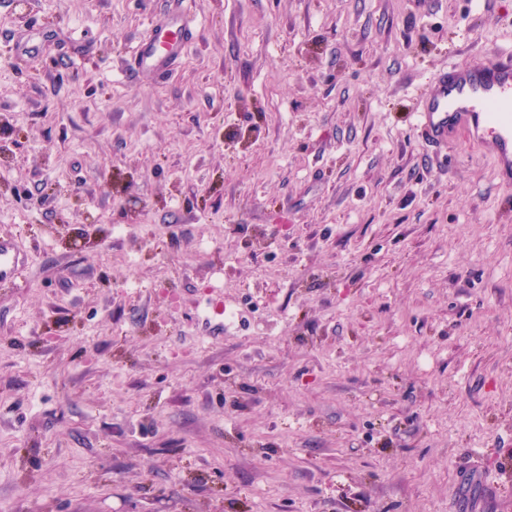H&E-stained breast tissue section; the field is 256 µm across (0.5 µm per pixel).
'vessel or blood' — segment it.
Listing matches in <instances>:
<instances>
[{
	"label": "vessel or blood",
	"mask_w": 512,
	"mask_h": 512,
	"mask_svg": "<svg viewBox=\"0 0 512 512\" xmlns=\"http://www.w3.org/2000/svg\"><path fill=\"white\" fill-rule=\"evenodd\" d=\"M172 0L171 7L152 23L125 68L161 79L174 72L187 48L196 40V20ZM433 88L425 92L415 112L417 126L428 141L439 144L455 130H463L488 151L498 178L512 184V56L480 53L465 68L448 67L435 74ZM23 262L16 244L0 238V281L15 278Z\"/></svg>",
	"instance_id": "vessel-or-blood-1"
}]
</instances>
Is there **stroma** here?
Listing matches in <instances>:
<instances>
[{
	"label": "stroma",
	"instance_id": "1",
	"mask_svg": "<svg viewBox=\"0 0 512 512\" xmlns=\"http://www.w3.org/2000/svg\"><path fill=\"white\" fill-rule=\"evenodd\" d=\"M165 7L0 0V512H512V186L413 120L512 0H192L143 82ZM169 1L171 7L155 19L127 59V71L159 80L179 67L187 48L196 40L197 23L184 8L185 0ZM23 257L16 244L5 238H0V281H11L22 266Z\"/></svg>",
	"mask_w": 512,
	"mask_h": 512
}]
</instances>
